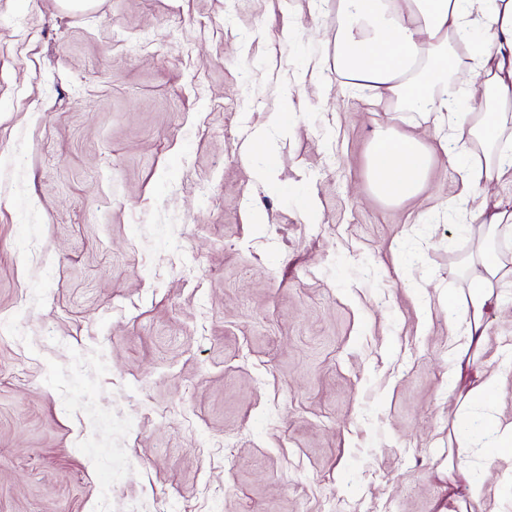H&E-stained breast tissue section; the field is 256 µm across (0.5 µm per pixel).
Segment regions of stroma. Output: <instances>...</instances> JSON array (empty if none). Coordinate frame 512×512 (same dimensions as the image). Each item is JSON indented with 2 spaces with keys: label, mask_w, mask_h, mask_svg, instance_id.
<instances>
[{
  "label": "stroma",
  "mask_w": 512,
  "mask_h": 512,
  "mask_svg": "<svg viewBox=\"0 0 512 512\" xmlns=\"http://www.w3.org/2000/svg\"><path fill=\"white\" fill-rule=\"evenodd\" d=\"M335 8L0 0V512H448L458 468L512 512L453 431L512 286L450 386L453 144L345 85ZM380 125L430 150L420 197L373 193Z\"/></svg>",
  "instance_id": "1"
}]
</instances>
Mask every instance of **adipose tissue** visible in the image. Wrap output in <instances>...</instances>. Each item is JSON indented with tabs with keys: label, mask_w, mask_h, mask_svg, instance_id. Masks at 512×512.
Returning a JSON list of instances; mask_svg holds the SVG:
<instances>
[{
	"label": "adipose tissue",
	"mask_w": 512,
	"mask_h": 512,
	"mask_svg": "<svg viewBox=\"0 0 512 512\" xmlns=\"http://www.w3.org/2000/svg\"><path fill=\"white\" fill-rule=\"evenodd\" d=\"M325 42L333 65L349 85L367 91L371 104L417 113L451 132L460 149L454 163L463 192L453 209H468L482 196L484 182L512 177V0H336ZM481 82L492 104L478 112L461 102L458 77ZM493 150L477 166L473 143ZM432 157L420 138L378 128L367 158L375 194L387 201L418 196ZM512 236V212L500 211L478 227L483 272L471 277L462 298L464 341L455 360L481 343L494 290L502 278L491 246Z\"/></svg>",
	"instance_id": "ef3b65f1"
}]
</instances>
